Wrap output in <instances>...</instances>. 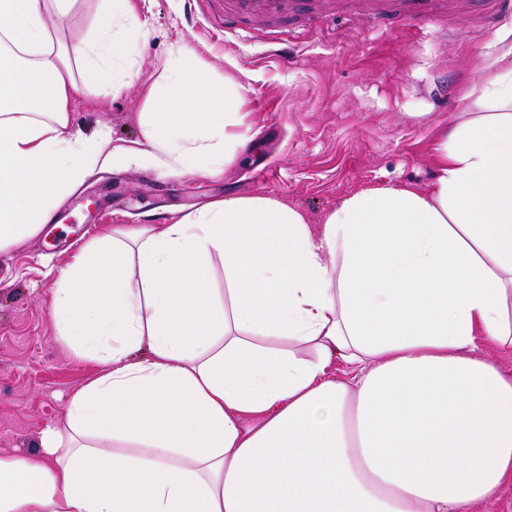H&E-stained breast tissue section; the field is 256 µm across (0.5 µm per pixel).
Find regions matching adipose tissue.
Here are the masks:
<instances>
[{
	"label": "adipose tissue",
	"mask_w": 512,
	"mask_h": 512,
	"mask_svg": "<svg viewBox=\"0 0 512 512\" xmlns=\"http://www.w3.org/2000/svg\"><path fill=\"white\" fill-rule=\"evenodd\" d=\"M77 3L0 0V248L98 171L215 176L233 154L244 88L183 45L149 88L146 148L76 131L88 76L131 78L137 20L104 0L92 37L59 45L47 20ZM436 165L316 228L228 196L85 247L52 313L102 371L40 450L0 454V512H484L512 488V374L477 353L512 351V65H484Z\"/></svg>",
	"instance_id": "ef3b65f1"
}]
</instances>
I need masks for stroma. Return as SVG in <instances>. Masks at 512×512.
Masks as SVG:
<instances>
[{
    "instance_id": "1",
    "label": "stroma",
    "mask_w": 512,
    "mask_h": 512,
    "mask_svg": "<svg viewBox=\"0 0 512 512\" xmlns=\"http://www.w3.org/2000/svg\"><path fill=\"white\" fill-rule=\"evenodd\" d=\"M332 2V19L300 13L274 41L259 27L223 33L211 0H136L145 35L130 43L133 78L118 93L96 81V96L72 106L73 127L145 147L148 88L184 44L211 78L245 86L244 137L217 177L137 163L88 177L55 211L54 234L84 245L113 225L168 224L227 196L276 195L319 224L362 189L430 184L435 148L484 62L512 50V17L489 24L492 0H432L397 26L379 18L377 0ZM73 257L48 250L40 233L0 250L1 453L38 449L101 370L72 354L52 317L56 271Z\"/></svg>"
}]
</instances>
